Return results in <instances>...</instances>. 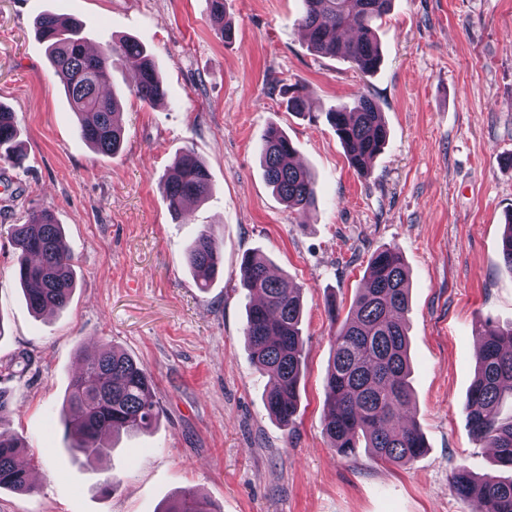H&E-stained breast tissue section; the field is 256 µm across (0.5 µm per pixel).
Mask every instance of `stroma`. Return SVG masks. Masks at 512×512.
Segmentation results:
<instances>
[{
    "instance_id": "stroma-1",
    "label": "stroma",
    "mask_w": 512,
    "mask_h": 512,
    "mask_svg": "<svg viewBox=\"0 0 512 512\" xmlns=\"http://www.w3.org/2000/svg\"><path fill=\"white\" fill-rule=\"evenodd\" d=\"M224 42L206 0H0V105L14 112L26 159L0 163V392L10 430L41 471L32 492L0 490V512H158L183 489L217 512H476L448 484L453 467L495 471L470 431L475 323H512V271L502 259L512 213V0H393L377 31L383 55L363 74L314 53L300 0H224ZM53 12L83 25L90 48L131 38L168 87L164 103L131 93L137 67L117 63L124 147L79 139L77 118L33 23ZM292 85L313 118L288 112ZM367 94L389 129L360 175L326 114ZM276 124L315 175L307 212L267 185L260 138ZM205 163L212 195L172 217L161 178L176 155ZM52 210L74 254L68 307L34 315L15 273L9 225ZM222 241L224 272L198 288L184 257L202 231ZM396 246L410 273L408 409L427 444L402 465L324 434L331 350L328 304L348 312L367 260ZM258 252L300 288L305 341L290 427L265 407L266 377L243 333V254ZM112 344L144 365L160 417L122 432L110 456L71 461L61 406L79 356ZM111 492H103L104 480Z\"/></svg>"
}]
</instances>
